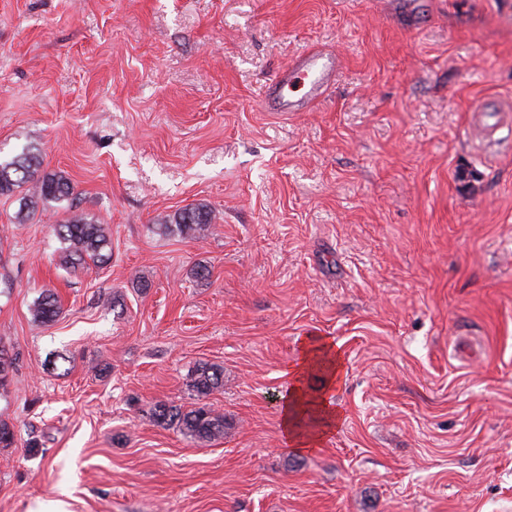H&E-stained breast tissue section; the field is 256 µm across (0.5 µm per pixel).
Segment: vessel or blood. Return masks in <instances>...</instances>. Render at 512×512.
Wrapping results in <instances>:
<instances>
[{"instance_id": "b4317fda", "label": "vessel or blood", "mask_w": 512, "mask_h": 512, "mask_svg": "<svg viewBox=\"0 0 512 512\" xmlns=\"http://www.w3.org/2000/svg\"><path fill=\"white\" fill-rule=\"evenodd\" d=\"M339 70L340 60L335 53L303 51L276 73L260 105L272 112L310 111L335 83Z\"/></svg>"}]
</instances>
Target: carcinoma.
<instances>
[{"mask_svg": "<svg viewBox=\"0 0 512 512\" xmlns=\"http://www.w3.org/2000/svg\"><path fill=\"white\" fill-rule=\"evenodd\" d=\"M41 156L22 152L10 159H0V196H20L22 204L14 216V223L25 224L39 205L71 202L73 186L61 174L41 171ZM214 223L213 212L205 205L186 206L169 215L159 224L166 232L176 228L186 239H196ZM61 243V265L75 268L91 260L105 262L112 256V239L107 225L82 213L72 212L63 223L54 227ZM60 313L58 297L46 292L31 307L33 322L46 325L56 320ZM189 389L197 398H205L224 387V371L216 365L199 364L192 370ZM157 421L174 425L186 436L211 442L224 437V415L207 403H200L189 411L177 405L160 404L155 408Z\"/></svg>", "mask_w": 512, "mask_h": 512, "instance_id": "carcinoma-1", "label": "carcinoma"}]
</instances>
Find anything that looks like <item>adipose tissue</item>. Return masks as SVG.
I'll return each mask as SVG.
<instances>
[{"mask_svg": "<svg viewBox=\"0 0 512 512\" xmlns=\"http://www.w3.org/2000/svg\"><path fill=\"white\" fill-rule=\"evenodd\" d=\"M312 350L304 349L300 360L291 367L289 372L291 385L281 409L283 433L287 440L300 448H308L316 444L323 433L331 431L338 421V415L334 408H331L329 402L321 397L314 404L315 412L321 418L319 431L305 434L300 432L296 426L295 415L304 410L307 400L302 386L303 380L307 373L318 366L313 361Z\"/></svg>", "mask_w": 512, "mask_h": 512, "instance_id": "obj_1", "label": "adipose tissue"}]
</instances>
